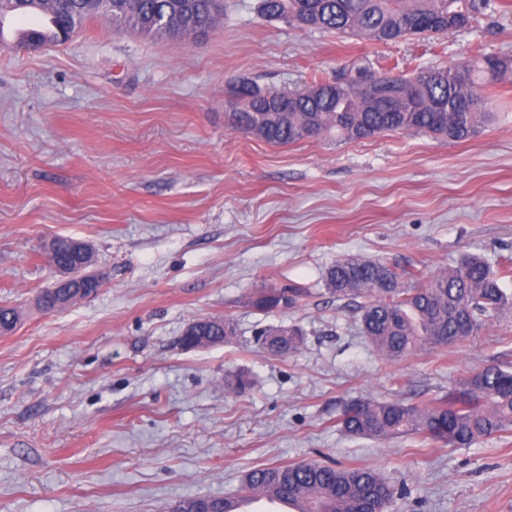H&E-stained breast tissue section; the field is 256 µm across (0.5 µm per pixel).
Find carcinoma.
Returning a JSON list of instances; mask_svg holds the SVG:
<instances>
[{
    "label": "carcinoma",
    "mask_w": 512,
    "mask_h": 512,
    "mask_svg": "<svg viewBox=\"0 0 512 512\" xmlns=\"http://www.w3.org/2000/svg\"><path fill=\"white\" fill-rule=\"evenodd\" d=\"M464 17L466 28L490 11L501 12L498 0H259L258 13L303 27L336 31L389 43L388 36L415 24L428 36L448 35L441 19L449 11ZM45 14L49 26L26 29L18 42L26 47L32 37L41 46L63 43L57 25L72 36L88 21L105 17L115 30L132 31L157 39H172L167 21L180 14L216 29L213 0H0V25L7 14ZM496 54L464 62L467 84L455 81L453 69L435 80V68H423L399 81L404 92L399 102L371 100L360 92L364 68L334 81L315 80V96L305 87L293 91L269 90L251 81L230 85L233 111L231 128L238 132L259 130L257 138L281 146L313 138L336 136L342 141L372 138L381 133H432L451 141L467 140L486 125L490 88L512 75V69L489 72ZM53 265L72 269L93 262L86 242L79 253L68 240L58 239L47 249ZM512 278V258L494 271L481 257H467L433 275L419 288L405 286L402 276L379 260L344 256L327 269L326 290L352 308L360 331L387 361L400 360L426 347L450 346L490 326L512 312V294L501 280ZM309 296L305 288H259L249 297L254 310L269 314L300 305ZM236 335L229 319L202 318L185 329L184 347L203 348L225 343ZM263 349L275 356L297 351L303 342L297 326L264 329L258 336ZM336 425L344 432L373 440H387L416 433L448 446L469 447L481 439L512 432V370L491 363L472 372L460 390L422 404L399 399L354 400L347 404ZM245 496L269 492L294 512H387L396 495L375 470L366 467H335L319 462H300L252 470L244 486ZM206 504L212 512H232L231 498L190 497L175 505V512H196Z\"/></svg>",
    "instance_id": "obj_1"
}]
</instances>
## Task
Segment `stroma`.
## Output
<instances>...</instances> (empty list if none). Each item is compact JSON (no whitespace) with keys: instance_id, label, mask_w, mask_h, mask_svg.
<instances>
[{"instance_id":"obj_1","label":"stroma","mask_w":512,"mask_h":512,"mask_svg":"<svg viewBox=\"0 0 512 512\" xmlns=\"http://www.w3.org/2000/svg\"><path fill=\"white\" fill-rule=\"evenodd\" d=\"M505 15L391 45L261 18L224 0L204 39L159 40L90 21L62 45H0V512H170L236 497L258 467L363 466L401 488L389 512H512V435L454 448L338 429L353 399L418 403L489 361L512 366V317L450 347L389 362L326 293L343 255L380 259L425 285L462 257L512 254V80L466 141L383 133L275 146L233 131L231 82L278 90L373 71L512 55ZM88 242L97 296L56 312L35 299L60 272L44 245ZM309 289L268 315L257 287ZM230 317L229 343L186 349L200 318ZM302 328L269 355L260 326ZM243 371L251 389L232 393ZM237 497H227V498H212V497H190L180 500L176 505L175 509L172 511L175 512H201L196 511L197 506L199 504H206L211 511L215 512H232L231 510V499Z\"/></svg>"}]
</instances>
